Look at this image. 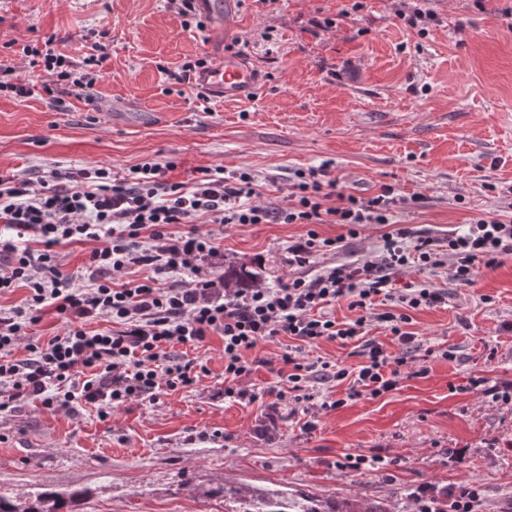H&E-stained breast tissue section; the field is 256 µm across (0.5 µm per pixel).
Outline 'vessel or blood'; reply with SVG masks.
<instances>
[{
    "instance_id": "obj_1",
    "label": "vessel or blood",
    "mask_w": 512,
    "mask_h": 512,
    "mask_svg": "<svg viewBox=\"0 0 512 512\" xmlns=\"http://www.w3.org/2000/svg\"><path fill=\"white\" fill-rule=\"evenodd\" d=\"M192 85L204 89L212 98L248 100L256 91L258 78L237 56L215 53L211 63L190 76Z\"/></svg>"
}]
</instances>
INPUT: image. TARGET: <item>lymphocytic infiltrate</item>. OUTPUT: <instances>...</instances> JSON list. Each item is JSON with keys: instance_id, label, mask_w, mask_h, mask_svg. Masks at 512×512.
<instances>
[{"instance_id": "1", "label": "lymphocytic infiltrate", "mask_w": 512, "mask_h": 512, "mask_svg": "<svg viewBox=\"0 0 512 512\" xmlns=\"http://www.w3.org/2000/svg\"><path fill=\"white\" fill-rule=\"evenodd\" d=\"M31 65H43L68 94L81 96L96 83L84 65H101L103 56L84 62L55 51L52 44L25 45ZM173 161L145 159L125 174L105 165L90 167L83 182L70 185L59 170L32 180L0 174V295L17 288L28 292L25 306L0 313V409L25 397L47 406L70 407L83 400L116 409L129 399L156 400L165 391L187 388L199 379L195 360L172 355L173 346H197L209 336L224 341L225 396L234 382L252 373L260 343L281 337L293 344L282 356L293 390L313 379L344 382L350 396L377 397L395 389L406 350L416 336L413 312L444 304L448 295L429 284L396 287L412 266L437 268L450 262L459 284L473 281L477 264L496 267L512 256V219L478 217L448 237L439 249L432 237L394 228L374 255L352 262L332 256L344 239L356 238L367 224H391L399 202L394 188L370 197L337 191L327 167L299 172L288 187L285 205L258 204L259 184L248 171L225 174L223 167H203L195 182L168 181ZM212 224H303L305 235L288 247L296 272L288 281L256 288H226L214 277L219 255L210 234L193 230L199 218ZM172 224L189 225L188 234L168 233ZM321 224L341 225L345 233L325 238ZM92 242L84 265L87 285L76 286L64 274L61 245ZM144 278L114 284L112 275L132 268ZM183 277L181 285L172 280ZM170 287H162V280ZM346 302L356 318L338 321L333 303ZM53 307L67 319L63 334L46 344L29 345V358L11 359L20 336ZM100 317L109 330L90 331L80 319ZM378 323L402 345L393 357L369 339ZM363 343L357 367L301 359L303 346L320 341Z\"/></svg>"}]
</instances>
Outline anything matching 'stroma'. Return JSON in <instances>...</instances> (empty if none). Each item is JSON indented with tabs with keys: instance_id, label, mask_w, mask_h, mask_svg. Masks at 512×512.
Here are the masks:
<instances>
[{
	"instance_id": "1",
	"label": "stroma",
	"mask_w": 512,
	"mask_h": 512,
	"mask_svg": "<svg viewBox=\"0 0 512 512\" xmlns=\"http://www.w3.org/2000/svg\"><path fill=\"white\" fill-rule=\"evenodd\" d=\"M342 0H235L225 41L251 40L245 63L261 77L254 98L201 101L178 80L204 56L211 29L188 31L169 0H0V58L13 61L19 96L0 93V172L57 169L72 183L105 164L122 173L149 157L175 160L172 181L201 167L248 169L263 199L280 205L296 170L328 164L345 192L381 186L420 196L398 223L447 240L476 217L512 209V0H423V29L396 17L400 0H363L333 29ZM108 28L101 77L87 95L53 101L43 67L13 47L52 41L80 60L91 30ZM133 100L154 122L113 127L95 110ZM222 254L216 274L244 267L263 283L287 278L288 247L302 224H200ZM405 284L448 293L413 312L416 347L397 389L346 400V385L310 381L296 398L280 370L286 339L260 345L262 366L224 394L220 337L176 352L207 371L195 385L132 400L101 417L82 401L52 408L20 399L0 410V496L74 495L68 512H224L222 485L319 500L338 494L413 512L420 490L477 483L483 512H512V257L478 266L464 286L449 268L414 267ZM451 350L452 359L441 358ZM427 375H420V367ZM484 377L485 388L470 381ZM345 404L333 408L336 399ZM379 454L389 470L342 468L346 454Z\"/></svg>"
}]
</instances>
